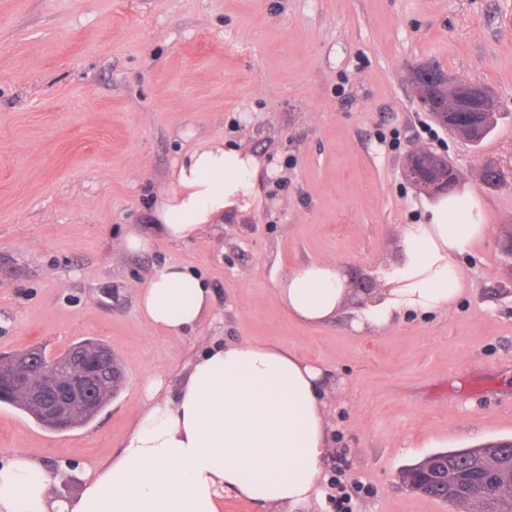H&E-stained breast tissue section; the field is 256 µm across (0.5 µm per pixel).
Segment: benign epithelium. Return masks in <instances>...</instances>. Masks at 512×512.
Wrapping results in <instances>:
<instances>
[{
  "instance_id": "benign-epithelium-1",
  "label": "benign epithelium",
  "mask_w": 512,
  "mask_h": 512,
  "mask_svg": "<svg viewBox=\"0 0 512 512\" xmlns=\"http://www.w3.org/2000/svg\"><path fill=\"white\" fill-rule=\"evenodd\" d=\"M408 77L418 103L449 132L475 141L495 124L498 98L488 86L442 73L428 63L411 67ZM403 175L429 197L447 191L448 186L460 181L457 168L428 148L408 155ZM96 354L98 359L90 358L84 363L80 362L81 355L69 354L67 360L76 366V371L66 379L56 377L52 370L38 372L24 400L34 402L33 409L49 427L64 431L77 417L96 415L104 390L110 386L115 391L121 384L122 371L117 365L109 364L108 353L100 349ZM43 362L49 365L54 359L37 348L23 350L10 358L17 369H34ZM417 467L414 476L400 474L401 482L412 492L425 494L429 487L436 485L463 512H492L481 507L488 498L484 488L439 465L433 456L422 459Z\"/></svg>"
}]
</instances>
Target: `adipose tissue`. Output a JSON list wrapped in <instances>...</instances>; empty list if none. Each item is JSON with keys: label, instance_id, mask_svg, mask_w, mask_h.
<instances>
[{"label": "adipose tissue", "instance_id": "adipose-tissue-1", "mask_svg": "<svg viewBox=\"0 0 512 512\" xmlns=\"http://www.w3.org/2000/svg\"><path fill=\"white\" fill-rule=\"evenodd\" d=\"M264 166L254 154L216 142L175 162L154 213L153 233L129 229L122 247L147 252L155 240L198 239L229 210L260 199ZM424 221L400 228L396 252L368 271L374 289L356 290L333 261L281 275L276 302L311 326L344 320L379 332L409 313L444 311L465 292L458 262L488 230L482 201L469 189L426 205ZM147 325L169 335L193 329L212 311V294L188 268H154L138 294ZM318 368L283 348L242 341L203 350L173 399L149 389L146 408L112 464L71 499H57L43 465L22 454L0 463V512H221L225 492L264 512H296L320 496L331 450L318 397Z\"/></svg>", "mask_w": 512, "mask_h": 512}]
</instances>
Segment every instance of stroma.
Wrapping results in <instances>:
<instances>
[{"mask_svg": "<svg viewBox=\"0 0 512 512\" xmlns=\"http://www.w3.org/2000/svg\"><path fill=\"white\" fill-rule=\"evenodd\" d=\"M416 63L494 90L500 116L474 144L421 110ZM272 170L261 202L189 243L120 246L149 229L176 159L203 142ZM453 162L487 234L460 255L465 293L375 334L306 326L275 279L318 260L356 287L423 217L409 152ZM505 174L490 187L487 164ZM512 0H0V353L47 355L96 338L118 358L114 400L54 432L0 405V461L39 460L56 497L118 453L162 379L174 398L203 348L274 342L321 371L334 453L303 512H457L398 475L426 456L512 439ZM201 276L214 313L182 336L152 330L138 293L154 267Z\"/></svg>", "mask_w": 512, "mask_h": 512, "instance_id": "35a3bbf8", "label": "stroma"}]
</instances>
